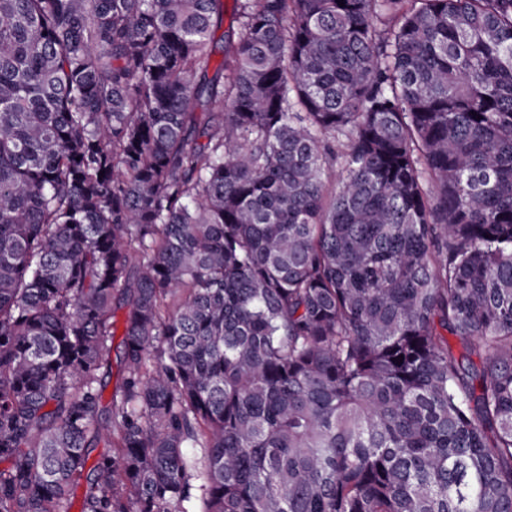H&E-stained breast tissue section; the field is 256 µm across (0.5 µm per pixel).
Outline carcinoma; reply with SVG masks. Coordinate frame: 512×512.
<instances>
[{
	"mask_svg": "<svg viewBox=\"0 0 512 512\" xmlns=\"http://www.w3.org/2000/svg\"><path fill=\"white\" fill-rule=\"evenodd\" d=\"M343 3L0 0V512H512V0Z\"/></svg>",
	"mask_w": 512,
	"mask_h": 512,
	"instance_id": "1",
	"label": "carcinoma"
}]
</instances>
